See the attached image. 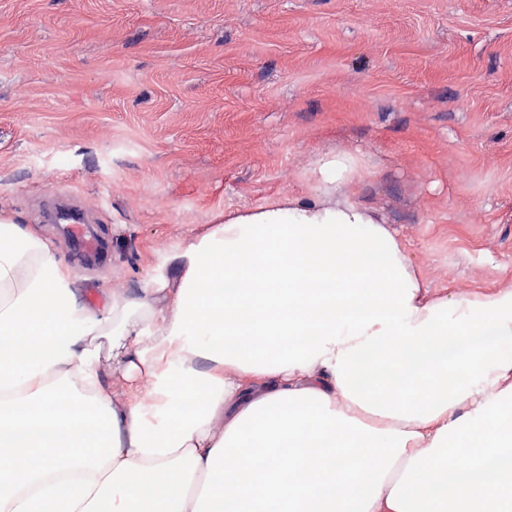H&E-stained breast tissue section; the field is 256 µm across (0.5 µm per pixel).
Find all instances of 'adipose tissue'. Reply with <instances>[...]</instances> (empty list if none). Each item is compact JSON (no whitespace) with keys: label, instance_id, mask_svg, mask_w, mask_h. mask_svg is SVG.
<instances>
[{"label":"adipose tissue","instance_id":"obj_1","mask_svg":"<svg viewBox=\"0 0 512 512\" xmlns=\"http://www.w3.org/2000/svg\"><path fill=\"white\" fill-rule=\"evenodd\" d=\"M373 170L315 155L101 307L1 222L0 512H512V286L430 295Z\"/></svg>","mask_w":512,"mask_h":512}]
</instances>
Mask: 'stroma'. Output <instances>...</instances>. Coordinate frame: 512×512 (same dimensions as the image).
Instances as JSON below:
<instances>
[{
	"label": "stroma",
	"instance_id": "1",
	"mask_svg": "<svg viewBox=\"0 0 512 512\" xmlns=\"http://www.w3.org/2000/svg\"><path fill=\"white\" fill-rule=\"evenodd\" d=\"M339 145L430 292L512 286V0H0V217L91 305ZM59 191L105 259L37 222Z\"/></svg>",
	"mask_w": 512,
	"mask_h": 512
}]
</instances>
